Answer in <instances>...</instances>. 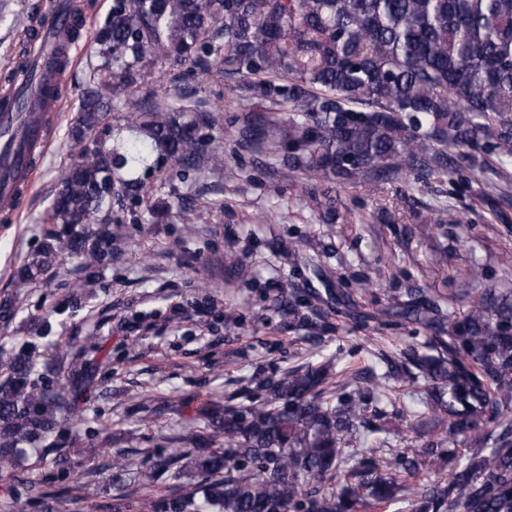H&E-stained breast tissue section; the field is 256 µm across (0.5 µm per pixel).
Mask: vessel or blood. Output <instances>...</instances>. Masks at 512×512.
I'll use <instances>...</instances> for the list:
<instances>
[{"label":"vessel or blood","mask_w":512,"mask_h":512,"mask_svg":"<svg viewBox=\"0 0 512 512\" xmlns=\"http://www.w3.org/2000/svg\"><path fill=\"white\" fill-rule=\"evenodd\" d=\"M72 17L71 8H64L56 25L42 27L31 39L32 65L53 57ZM60 107V99L41 97L35 88L30 89L23 104L16 101L11 89H0V151L6 155V166L0 170V213L17 216L19 199L31 192L37 175L36 161L52 143V114Z\"/></svg>","instance_id":"obj_1"}]
</instances>
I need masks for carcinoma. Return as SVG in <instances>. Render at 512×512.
Wrapping results in <instances>:
<instances>
[{"mask_svg":"<svg viewBox=\"0 0 512 512\" xmlns=\"http://www.w3.org/2000/svg\"><path fill=\"white\" fill-rule=\"evenodd\" d=\"M91 49L96 63L69 129L75 155L50 207L52 228L16 271L22 282L69 255L80 259L78 288L96 283L112 264V202L145 190L120 170L152 155L154 168L223 161L201 134L214 122L207 101L141 93L158 63L234 78L248 97L288 110L286 119L256 112L241 137L259 144L274 128L282 162L306 177L344 185L408 171L427 181L448 175L450 147L494 157L504 174L512 167V0H112ZM116 109L143 136L110 147ZM459 295L467 314L447 337H426L442 350L414 357L409 373L410 384L428 385L423 412L387 428L368 420L389 371L334 383L308 363L262 377L259 404L211 402L157 451L113 449L112 471L141 490L113 512H376L395 502L412 512H512V292L475 293L464 282ZM288 315L320 339L291 303ZM66 372L72 392L90 385L83 350ZM0 374V472L11 473L23 446L54 434L75 408L46 375L34 376L25 348L0 352ZM424 414L446 424V437L421 448L373 438ZM357 432L366 447H348ZM435 456L439 470L423 484L403 480ZM185 474L192 486L159 489ZM27 492L54 512L39 483Z\"/></svg>","mask_w":512,"mask_h":512,"instance_id":"1","label":"carcinoma"}]
</instances>
